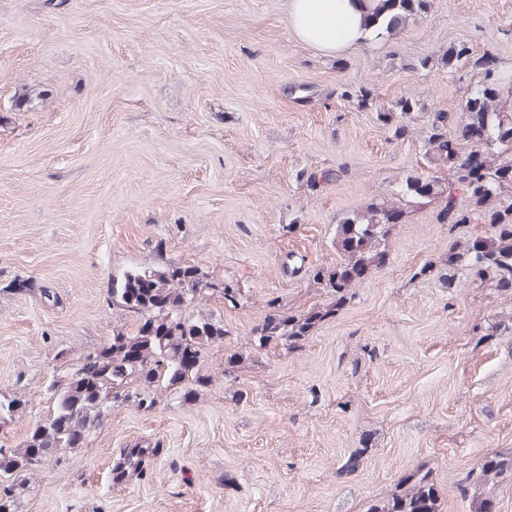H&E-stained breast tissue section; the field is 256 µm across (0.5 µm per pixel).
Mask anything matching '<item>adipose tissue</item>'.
I'll return each mask as SVG.
<instances>
[{
  "mask_svg": "<svg viewBox=\"0 0 512 512\" xmlns=\"http://www.w3.org/2000/svg\"><path fill=\"white\" fill-rule=\"evenodd\" d=\"M288 15L296 39L324 52L358 47L368 36L359 0H289Z\"/></svg>",
  "mask_w": 512,
  "mask_h": 512,
  "instance_id": "1",
  "label": "adipose tissue"
}]
</instances>
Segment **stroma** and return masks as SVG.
Masks as SVG:
<instances>
[{"label": "stroma", "instance_id": "1", "mask_svg": "<svg viewBox=\"0 0 512 512\" xmlns=\"http://www.w3.org/2000/svg\"><path fill=\"white\" fill-rule=\"evenodd\" d=\"M459 43L512 84V0H433L334 54L295 38L288 0H0V445L47 414L52 373L132 328L114 274L196 265L237 291L198 306L226 335L196 398L122 404L83 447L0 476L15 512H367L416 469L470 512L459 481L512 453V294L448 270L488 232L478 214L411 206L300 345L255 335L327 308L314 274L340 218L425 172L428 114L480 79L441 64ZM401 99L398 138L377 114ZM321 169L338 181L310 189Z\"/></svg>", "mask_w": 512, "mask_h": 512}]
</instances>
